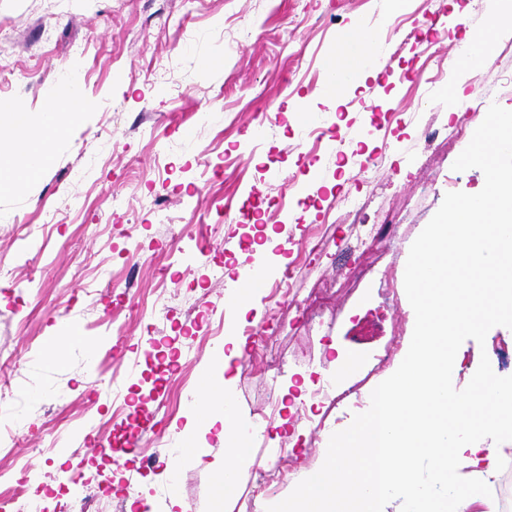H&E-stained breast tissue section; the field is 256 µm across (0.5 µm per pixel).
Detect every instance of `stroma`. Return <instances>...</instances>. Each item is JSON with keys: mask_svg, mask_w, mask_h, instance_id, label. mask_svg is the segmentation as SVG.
<instances>
[{"mask_svg": "<svg viewBox=\"0 0 512 512\" xmlns=\"http://www.w3.org/2000/svg\"><path fill=\"white\" fill-rule=\"evenodd\" d=\"M428 14L438 28L418 54L409 40ZM361 19L382 32L385 62L337 103L317 93L324 65ZM484 19V0H0V111L41 113L65 73L85 100L52 140L50 161L0 191V413L18 426L0 469L26 472L50 512H68L55 484L73 469L88 478L96 512H127L118 476L138 484L139 512H184L186 501L195 512H240L246 499L266 512L319 470L331 435L368 410L407 353L412 243L447 193L485 184L479 169L452 168L468 139L444 148L433 138L455 124L475 131L491 104L512 110V31L494 39L478 73L448 64ZM207 59L219 67L205 68ZM425 63L441 77L419 86L408 75ZM300 109L315 129L296 124ZM198 113L210 122L195 123ZM366 154V175L347 178ZM347 198L362 204L352 222ZM363 224L376 227L375 240H361ZM268 226L281 244L272 270L294 267L287 294L271 284L225 310ZM70 322L95 350L51 358V336ZM236 324L266 329L279 373L252 361L255 337L239 336L223 379L253 433L235 492L220 498L219 427L194 405L171 414L167 404L176 387L203 386L211 337ZM143 336L155 338L153 354ZM460 353L457 388L484 355L512 375V329L494 327ZM344 358L357 363L346 377ZM321 376L333 390L315 404ZM86 419L106 424L93 440H130L118 470L98 464L82 439L64 456L52 447L54 433ZM175 432L204 454L180 462L172 492L166 471L144 460ZM277 468L290 483L258 493L262 473Z\"/></svg>", "mask_w": 512, "mask_h": 512, "instance_id": "35a3bbf8", "label": "stroma"}]
</instances>
